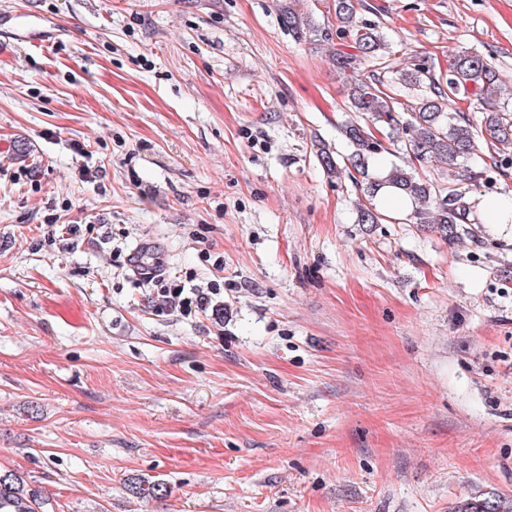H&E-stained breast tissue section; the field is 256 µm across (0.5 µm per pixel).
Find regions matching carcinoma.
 Masks as SVG:
<instances>
[{
	"mask_svg": "<svg viewBox=\"0 0 512 512\" xmlns=\"http://www.w3.org/2000/svg\"><path fill=\"white\" fill-rule=\"evenodd\" d=\"M336 34L345 39L353 52L336 51L331 61L341 72H349L347 104L353 112L365 115L364 122H352L343 129L351 146L347 162L341 164L325 147L317 150L323 170L346 174L364 183L368 203L357 210L360 224L385 220L375 197L383 187H391L415 205L411 217L418 224H430L448 241L473 233L468 225L470 206L456 187L435 186L402 166L391 167L385 175L370 172L375 159L385 152L383 139L401 143L410 161L446 162L453 168L479 154L480 144L490 152L491 165L512 158V108L501 103L512 96L504 89L493 62L478 52L462 50L448 56L446 66L424 62L394 71L385 55V39L379 26L360 17L362 0H332ZM278 23L300 40L307 36L332 39L315 21L314 8L304 0H280ZM369 65L360 76L355 71ZM398 76L391 77L392 73ZM461 101L481 106L479 123L458 108ZM136 497L158 498L164 492L155 482L140 479L131 485ZM42 489L30 485L21 475L0 470V512H47ZM454 512H512V498L491 494L467 499Z\"/></svg>",
	"mask_w": 512,
	"mask_h": 512,
	"instance_id": "cac0c4a2",
	"label": "carcinoma"
}]
</instances>
